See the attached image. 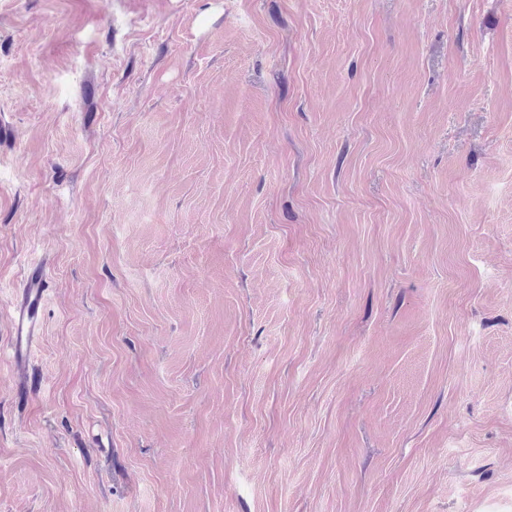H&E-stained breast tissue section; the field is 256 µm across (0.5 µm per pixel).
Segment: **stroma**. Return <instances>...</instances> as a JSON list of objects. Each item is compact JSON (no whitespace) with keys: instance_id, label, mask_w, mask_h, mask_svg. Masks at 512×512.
<instances>
[{"instance_id":"1","label":"stroma","mask_w":512,"mask_h":512,"mask_svg":"<svg viewBox=\"0 0 512 512\" xmlns=\"http://www.w3.org/2000/svg\"><path fill=\"white\" fill-rule=\"evenodd\" d=\"M0 512H512V0H0ZM47 290L44 264L30 265L12 302L10 357L17 367H29L33 348L42 335V312Z\"/></svg>"}]
</instances>
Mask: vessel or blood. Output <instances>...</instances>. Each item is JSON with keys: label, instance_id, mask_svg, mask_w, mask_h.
<instances>
[{"label": "vessel or blood", "instance_id": "obj_1", "mask_svg": "<svg viewBox=\"0 0 512 512\" xmlns=\"http://www.w3.org/2000/svg\"><path fill=\"white\" fill-rule=\"evenodd\" d=\"M48 290L44 264H33L12 302L10 357L15 366L26 368L43 330V307Z\"/></svg>", "mask_w": 512, "mask_h": 512}]
</instances>
